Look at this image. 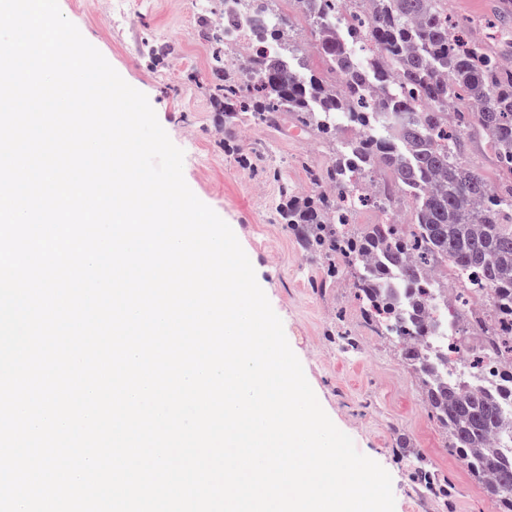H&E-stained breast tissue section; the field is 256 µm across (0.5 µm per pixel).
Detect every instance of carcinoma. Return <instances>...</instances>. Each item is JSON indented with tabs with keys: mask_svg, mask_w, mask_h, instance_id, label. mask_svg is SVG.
I'll list each match as a JSON object with an SVG mask.
<instances>
[{
	"mask_svg": "<svg viewBox=\"0 0 512 512\" xmlns=\"http://www.w3.org/2000/svg\"><path fill=\"white\" fill-rule=\"evenodd\" d=\"M246 2L258 46L289 32V19L273 9V0ZM294 5L315 28L324 74L307 60L300 61L302 71H291L260 53L252 61L256 82L230 78L224 41L234 36V26L226 23L218 37L200 19L211 44L215 122L227 139L251 121L277 129L285 116L329 140L344 127L363 132L341 141L330 164L308 170L309 196L283 188L281 219L324 269L316 287L353 272L366 319L400 344L404 362L417 364L426 403L447 430L450 447L501 512H512V457L492 446L494 437L512 434L497 400L434 381V367L410 344L413 336L433 335V324L417 317L433 300L428 273L450 267L468 296L491 293V322L480 331L488 348L512 360V335H502L512 324V51L506 60L461 36L448 23V0H371L370 19L345 16L337 35L325 31L337 0ZM476 139L502 171L495 186L463 161ZM381 171L391 178L376 180ZM405 198L412 202L408 224L383 219L358 229L350 222L358 203L374 200L385 212ZM374 252L385 253V264L399 271L416 313L399 311L383 278L364 270L361 259ZM413 479L440 489L423 464Z\"/></svg>",
	"mask_w": 512,
	"mask_h": 512,
	"instance_id": "cac0c4a2",
	"label": "carcinoma"
}]
</instances>
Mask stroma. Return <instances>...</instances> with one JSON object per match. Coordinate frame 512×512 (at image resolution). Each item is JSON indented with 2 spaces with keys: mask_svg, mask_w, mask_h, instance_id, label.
I'll list each match as a JSON object with an SVG mask.
<instances>
[{
  "mask_svg": "<svg viewBox=\"0 0 512 512\" xmlns=\"http://www.w3.org/2000/svg\"><path fill=\"white\" fill-rule=\"evenodd\" d=\"M112 2L59 0V6L122 78L146 94L184 152L186 183L235 232L321 406L358 451L390 473L395 512H499L450 448L393 339L365 320L350 274L317 291L320 264L280 221L282 191L310 193L306 169L330 162L335 142L262 124L225 140L201 80L211 48L198 34L195 0H145L124 19L115 16ZM496 6L497 0H448V15L472 39L497 49ZM147 33L168 54L143 56ZM419 457L447 484V493L413 483L410 470Z\"/></svg>",
  "mask_w": 512,
  "mask_h": 512,
  "instance_id": "1",
  "label": "stroma"
}]
</instances>
